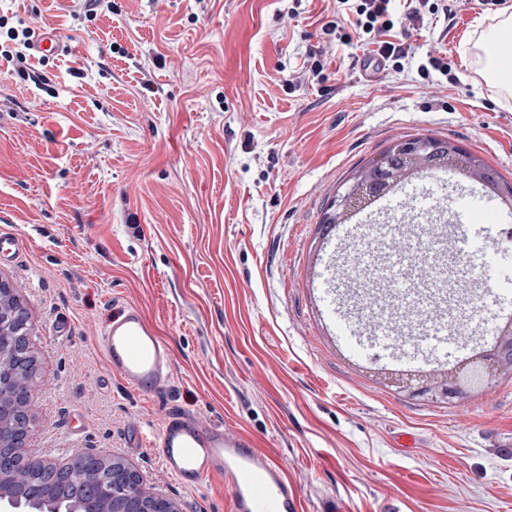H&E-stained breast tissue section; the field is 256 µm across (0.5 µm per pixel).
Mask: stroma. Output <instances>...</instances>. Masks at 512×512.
Here are the masks:
<instances>
[{
  "mask_svg": "<svg viewBox=\"0 0 512 512\" xmlns=\"http://www.w3.org/2000/svg\"><path fill=\"white\" fill-rule=\"evenodd\" d=\"M327 14L326 0H101L89 19L82 0H0V228L27 241L0 278L38 360L29 454L118 457L178 512H229L224 480L182 488L128 447L130 426L158 431L177 409L249 434L302 512H512V379L445 401L390 386L379 348L337 334L318 279L326 206L389 144L450 139L512 180V97L476 48L493 15L458 0L453 27L425 16L404 72L369 82L362 48L322 34ZM13 27L69 49L8 58ZM312 51L324 81L287 89ZM438 52L455 84L418 75ZM125 302L172 349L166 396L124 385L95 343Z\"/></svg>",
  "mask_w": 512,
  "mask_h": 512,
  "instance_id": "1",
  "label": "stroma"
}]
</instances>
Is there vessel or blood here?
<instances>
[{"label": "vessel or blood", "instance_id": "vessel-or-blood-1", "mask_svg": "<svg viewBox=\"0 0 512 512\" xmlns=\"http://www.w3.org/2000/svg\"><path fill=\"white\" fill-rule=\"evenodd\" d=\"M64 50V41L56 32L44 33L34 42V53L41 58ZM414 208V199L402 194L378 213L364 216L363 221L385 222L392 213ZM450 214L456 222L494 225V233L466 243L465 249L476 257L481 274L490 277L492 299L512 295V227L500 224L501 210L485 205L477 191L464 189L458 192ZM24 248L20 236L0 231V262L19 259ZM346 252L345 237L330 236V262L324 267L323 285L330 291L334 312L344 318L350 312L345 292L335 287V259ZM97 341L109 370L128 387L155 396L169 392L174 381L171 348L138 305L122 306ZM128 442L134 448H150L182 487L193 489L212 477L225 479L230 512H300L299 495L284 467L256 448L248 436L223 424L172 410L158 433L149 436L134 426L128 431Z\"/></svg>", "mask_w": 512, "mask_h": 512}]
</instances>
